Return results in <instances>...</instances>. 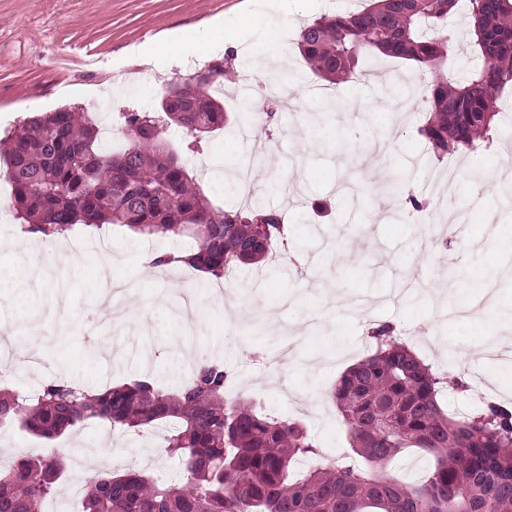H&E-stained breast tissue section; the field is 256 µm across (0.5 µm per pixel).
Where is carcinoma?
<instances>
[{
    "instance_id": "obj_1",
    "label": "carcinoma",
    "mask_w": 512,
    "mask_h": 512,
    "mask_svg": "<svg viewBox=\"0 0 512 512\" xmlns=\"http://www.w3.org/2000/svg\"><path fill=\"white\" fill-rule=\"evenodd\" d=\"M462 13L473 26L478 65L452 76L455 46L448 20ZM300 54L332 84L367 77L379 56L416 65L429 117L421 129L437 159L489 139L498 96L512 86V0H374L362 10L322 15L299 31ZM232 63L207 67L208 79L188 98L159 112H119L129 139L102 147L98 127L69 108L22 122L0 138L11 170L13 208L22 230L64 236L81 225L117 224L148 238L193 240L185 265L217 279L269 257L283 237L285 210L214 205L196 184L183 153L229 119L212 88ZM191 139L177 150L162 137L169 124ZM375 351L350 366L330 392L364 462L317 450L304 426L275 421L246 401L225 396L227 372L213 360L166 391L147 378L91 393L58 379L21 399L0 392V427L17 422L54 440L97 419L112 428L163 424L166 452L186 479L166 482L140 470L93 473L83 512H507L512 508V406L489 404L451 417L438 395L447 377L406 344L394 327L372 328ZM418 448L434 464L419 484L386 468ZM312 458L290 478L297 457ZM66 472L55 455L21 457L0 466V512H37Z\"/></svg>"
}]
</instances>
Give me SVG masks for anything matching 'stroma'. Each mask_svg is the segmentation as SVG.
Here are the masks:
<instances>
[{
	"label": "stroma",
	"mask_w": 512,
	"mask_h": 512,
	"mask_svg": "<svg viewBox=\"0 0 512 512\" xmlns=\"http://www.w3.org/2000/svg\"><path fill=\"white\" fill-rule=\"evenodd\" d=\"M250 0H0V134L24 119L70 107L109 127L104 145L125 139L113 128L116 111L159 110L180 77L220 59L204 40L210 20L237 34L235 68L224 76L227 110L246 98L259 103V120L232 123L184 160L210 200L239 204L230 163L246 162L255 144L269 151L253 172V201L287 209L290 236L279 260L243 267L229 281L223 302L215 283L186 266L140 277L143 254L180 250V238H145L112 224L77 228L61 252L71 262L41 287L26 286L28 262L18 250L0 252V336L20 334L31 310L41 312L42 333L26 337L43 345L38 368L17 367L4 385L30 394L56 379L93 390L148 376L165 389L179 386L192 366L185 350L184 321L167 294L186 291L196 310L191 346L221 359L236 380L238 397L253 400L269 417L302 423L323 452H349L347 428L329 393L341 374L364 358L358 344L374 323L403 331L415 353L445 372L450 386L445 410L473 412L478 404L458 390L457 378L490 385L489 401L512 405V353L502 360L479 349L491 332L485 316L457 317L456 304L474 299L479 285L497 293L495 311L512 318V282L495 278L504 256L512 257V188L485 195L484 210L499 224L479 243L468 237L425 255L421 232L429 208L449 201L466 210L472 190L496 178L495 166L512 158V91L499 101L502 118L490 144L461 150L449 161L435 158L420 129L428 113L417 70L411 63L381 60L363 81L325 87L297 47L301 26L326 11L358 9L366 0H284L280 10L256 15L248 29L239 18ZM197 42L177 56L143 60L133 47L159 37ZM281 50L288 66L276 77L285 107L258 100L257 57ZM338 100L324 132L308 116L322 97ZM367 111H349L350 103ZM397 174L427 208H404L384 200L381 184ZM133 282L132 320L113 327L91 324L104 278ZM165 431L157 426L114 430L90 421L48 441L17 425L0 427V446L17 455L35 451L63 456L66 477L39 512H79L72 484L86 483L93 457L112 450V472L129 461L168 480L183 478L178 460L164 453Z\"/></svg>",
	"instance_id": "stroma-1"
}]
</instances>
